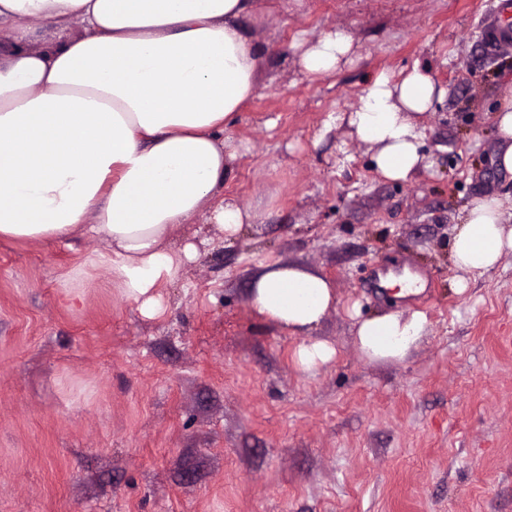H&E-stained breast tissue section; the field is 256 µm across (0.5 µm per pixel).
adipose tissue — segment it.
I'll use <instances>...</instances> for the list:
<instances>
[{
	"label": "adipose tissue",
	"instance_id": "ef3b65f1",
	"mask_svg": "<svg viewBox=\"0 0 512 512\" xmlns=\"http://www.w3.org/2000/svg\"><path fill=\"white\" fill-rule=\"evenodd\" d=\"M258 0H0V239L57 242L78 234L104 244L62 275L70 301L106 269L107 285L142 317L165 315L162 290L201 256L185 235L204 217L236 239L257 211L219 198L239 147L224 135L257 89L260 47L243 21ZM65 32L53 47L29 48L23 25ZM76 37H68L72 28ZM349 34L334 30L303 48L299 64L327 77L351 61ZM444 91L427 69L380 73L344 113L369 145L376 171L413 179L424 162L416 115ZM497 195L475 199L454 235L450 258L467 280L512 251V226ZM247 305L265 323L296 335L293 362L304 373L336 358L316 330L338 305L330 280L295 263L260 266ZM355 344L372 365L404 363L430 322L420 310L361 314L352 303Z\"/></svg>",
	"mask_w": 512,
	"mask_h": 512
}]
</instances>
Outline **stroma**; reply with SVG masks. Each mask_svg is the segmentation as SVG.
<instances>
[{
  "mask_svg": "<svg viewBox=\"0 0 512 512\" xmlns=\"http://www.w3.org/2000/svg\"><path fill=\"white\" fill-rule=\"evenodd\" d=\"M248 25L259 90L225 131L243 149L221 191L259 214L164 288L149 321L105 276L66 296L85 237L0 241V512H512V252L456 294L452 237L466 207L512 200L494 164L512 85L504 0H272ZM337 28L354 61L305 75L298 42ZM426 67L447 91L417 116L425 165L382 178L347 124L368 78ZM298 263L340 303L317 331L337 348L313 373L288 331L247 303L260 264ZM412 267L395 297L378 272ZM422 310L404 364L359 355L347 308Z\"/></svg>",
  "mask_w": 512,
  "mask_h": 512,
  "instance_id": "35a3bbf8",
  "label": "stroma"
}]
</instances>
